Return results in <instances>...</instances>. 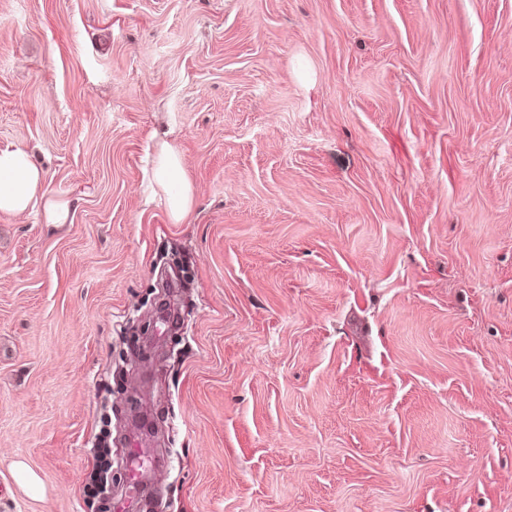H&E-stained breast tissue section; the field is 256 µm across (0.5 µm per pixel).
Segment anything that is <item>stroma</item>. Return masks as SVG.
Masks as SVG:
<instances>
[{
	"mask_svg": "<svg viewBox=\"0 0 512 512\" xmlns=\"http://www.w3.org/2000/svg\"><path fill=\"white\" fill-rule=\"evenodd\" d=\"M4 148L0 512H512V0H0ZM148 200L161 203L175 224L182 223L193 206L192 188L185 176L182 156L167 141L159 143L155 150ZM45 172L23 149L0 150V212L24 215L41 202L44 223L64 224L68 218L65 201L46 198Z\"/></svg>",
	"mask_w": 512,
	"mask_h": 512,
	"instance_id": "35a3bbf8",
	"label": "stroma"
}]
</instances>
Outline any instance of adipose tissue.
Wrapping results in <instances>:
<instances>
[{
    "instance_id": "obj_1",
    "label": "adipose tissue",
    "mask_w": 512,
    "mask_h": 512,
    "mask_svg": "<svg viewBox=\"0 0 512 512\" xmlns=\"http://www.w3.org/2000/svg\"><path fill=\"white\" fill-rule=\"evenodd\" d=\"M45 172L23 149L0 150V212L23 215L41 207L48 224H63L68 218V204L48 198L43 190ZM150 201L161 203L172 223H182L193 206L192 188L185 176L184 162L169 142L155 150L150 187Z\"/></svg>"
}]
</instances>
